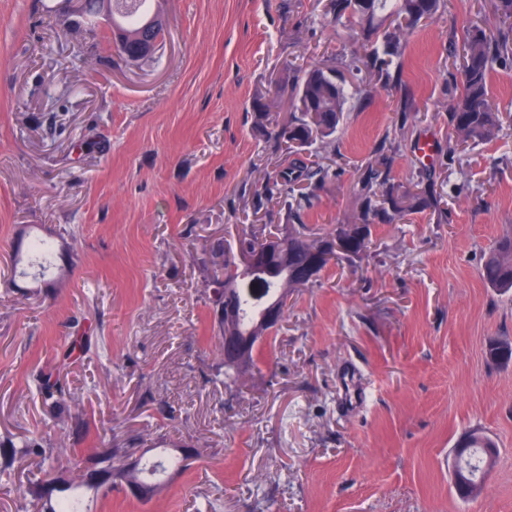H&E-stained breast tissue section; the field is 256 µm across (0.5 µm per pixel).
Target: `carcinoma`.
I'll return each mask as SVG.
<instances>
[{
  "mask_svg": "<svg viewBox=\"0 0 512 512\" xmlns=\"http://www.w3.org/2000/svg\"><path fill=\"white\" fill-rule=\"evenodd\" d=\"M112 27L118 31L121 47L119 53L126 60L138 62L144 56L138 54L142 41L161 36L163 24L147 12L150 0H113ZM372 13L360 17L355 12V0H330L332 19L338 24L357 21L361 35L371 45L369 53L360 59L372 80L383 87H398L400 73L391 72L393 60L404 51L407 31L419 23L433 18L444 7V0H371ZM492 14L498 21L495 30L488 31L474 24L466 27L461 43L453 42L448 48L450 56L461 59L463 92L448 108V130L456 138V145L489 142L501 130L500 108L493 102L490 91V75L497 66L512 64V0H493ZM281 94L269 100L253 102L257 129L266 133L273 152L281 157V168L266 180L262 194L283 199L292 224L288 225V253L282 262L274 263L266 276L253 284L280 306H286L288 294L307 288L317 282L309 278L306 269L313 252L328 238V234L314 231L305 224L306 211L314 207L318 196L314 190L328 178V171L308 164L298 158L314 145H329L328 138L336 133L343 121L347 102L344 81L332 68L317 67L298 72L294 76L289 95L288 118L281 117ZM358 212L346 224L352 232V244L346 252L332 251L322 259L318 271H324L333 262L363 260L368 258L372 228L376 224H397L406 217L423 213L441 202V194L435 189L431 175L421 173L416 182L404 186L393 182L377 168L368 167L361 176ZM482 279L492 288L512 290V230L498 237L489 247L480 267ZM226 281L219 287L230 293V299L240 307L236 321L241 335H259L262 312H249L247 298L240 295L238 285L250 277L240 269L224 262ZM93 346L90 336H75L60 353V363L66 364L76 353H87ZM32 383L51 410L63 411L66 400L59 380L53 373L39 371L32 374ZM493 446L486 436L473 432L467 437V446L459 452L460 462L469 472L471 480L484 479L485 449ZM29 454L43 457L49 470L60 472L66 466L54 450L41 438L0 437V471H6L16 459ZM190 457L157 459L153 465L136 468L131 477L143 484L152 485L169 467L188 469ZM53 494L37 497L42 512H92L84 496L78 492L86 488L99 494L91 479L79 477L78 482L57 481Z\"/></svg>",
  "mask_w": 512,
  "mask_h": 512,
  "instance_id": "cac0c4a2",
  "label": "carcinoma"
}]
</instances>
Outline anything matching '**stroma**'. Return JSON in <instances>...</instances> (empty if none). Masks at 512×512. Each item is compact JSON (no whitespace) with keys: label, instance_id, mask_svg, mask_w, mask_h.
Returning a JSON list of instances; mask_svg holds the SVG:
<instances>
[{"label":"stroma","instance_id":"obj_1","mask_svg":"<svg viewBox=\"0 0 512 512\" xmlns=\"http://www.w3.org/2000/svg\"><path fill=\"white\" fill-rule=\"evenodd\" d=\"M328 2L153 0L163 40L133 64L106 22L72 31L70 0H0V435L50 438L64 459L201 450L151 500L117 485L94 512H512V365L487 354L512 340V291L479 277L512 230V67L490 77L498 137L442 164L461 92L448 45L454 27L494 25L489 0H445L407 35L402 91L353 69L357 28ZM315 65L355 90L312 156L331 177L306 223L330 232L355 214L360 176L382 160L403 184L434 167L441 209L375 225L369 260L289 295L235 394L218 376L211 249L233 256L250 225H287L281 203L252 209L277 163L252 105ZM31 224L65 243L38 294L11 264ZM82 332L95 348L57 369ZM38 369L57 371L82 433L48 413ZM474 429L498 458L464 501L452 464ZM47 477L41 457L17 461L0 512H22L20 491Z\"/></svg>","mask_w":512,"mask_h":512}]
</instances>
